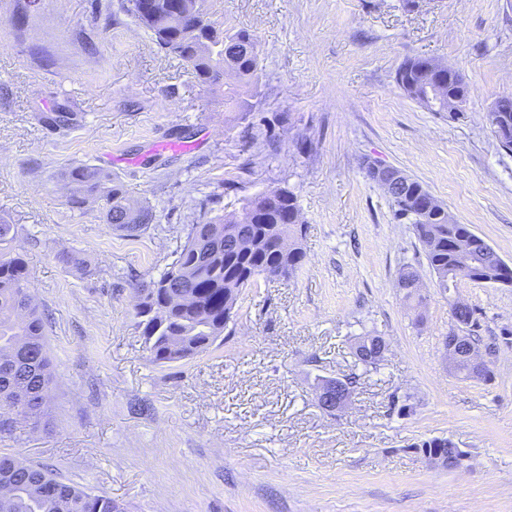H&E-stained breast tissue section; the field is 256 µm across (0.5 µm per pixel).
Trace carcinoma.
<instances>
[{
    "instance_id": "1",
    "label": "carcinoma",
    "mask_w": 512,
    "mask_h": 512,
    "mask_svg": "<svg viewBox=\"0 0 512 512\" xmlns=\"http://www.w3.org/2000/svg\"><path fill=\"white\" fill-rule=\"evenodd\" d=\"M127 12L155 37L160 48L187 62L202 87L224 94V111L246 112L244 95L257 87L261 75L259 46L250 32L216 27L205 12V0H126ZM396 83L403 93L422 103L439 89L445 110L448 95L466 97L463 76L448 66L425 58H408L398 68ZM501 111L487 113L491 128L505 118L512 123V96L499 98ZM52 130L76 124L74 112L42 116ZM71 204L81 209L92 200L103 210L107 223L135 237L153 222L152 210L130 198L122 182L94 166H79L67 175ZM404 197L389 201L396 219L413 225L423 246L429 269L448 290L454 280H491L512 287V265L490 258L476 243L468 224L448 223V210L415 207L431 193L409 178ZM243 228L250 246L224 245V231ZM304 225L296 194L272 187L249 198L242 213H224L201 224H191L185 241L162 274L136 288V325L149 359L172 364L207 352L224 335L236 314L241 291L269 274L289 279L302 267ZM13 224L0 223V415L7 411L23 418L47 415L55 369L46 345V318L31 291L26 261L13 253ZM420 276L404 268L397 285L413 308L424 298L413 282ZM457 332H469V343L479 345V317L466 306L451 312ZM425 455L449 457L448 438L435 437L417 445ZM0 512H123L112 498L92 494L59 478L48 467L0 456Z\"/></svg>"
}]
</instances>
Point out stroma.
Returning a JSON list of instances; mask_svg holds the SVG:
<instances>
[{"instance_id": "obj_1", "label": "stroma", "mask_w": 512, "mask_h": 512, "mask_svg": "<svg viewBox=\"0 0 512 512\" xmlns=\"http://www.w3.org/2000/svg\"><path fill=\"white\" fill-rule=\"evenodd\" d=\"M210 17L255 35L262 72L251 111L228 112L193 69L165 54L123 0H0V220L17 227L47 317L56 380L46 423L11 422L0 455L53 469L124 512H512V288L468 280L458 294L496 344L494 378L445 367L454 322L412 227L365 165L421 181L512 264V153L487 120L512 96V0H207ZM409 57L457 70L467 112H430L396 83ZM79 115L50 130L44 113ZM266 119L274 139L253 138ZM159 141L193 152L152 153ZM90 165L154 214L139 236L69 202L64 175ZM286 186L306 258L258 279L198 357L151 363L136 286L158 277L205 213L241 211ZM81 251L83 271L61 264ZM413 266L423 323L397 287ZM382 337L377 367L356 337ZM357 374L344 412L319 408L321 378ZM410 413L399 414L393 399ZM446 437L463 469L417 449Z\"/></svg>"}]
</instances>
